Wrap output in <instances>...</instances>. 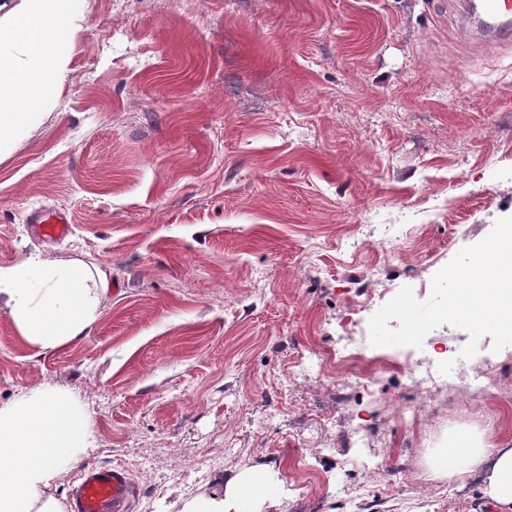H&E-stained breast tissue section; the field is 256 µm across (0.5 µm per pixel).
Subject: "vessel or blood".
I'll use <instances>...</instances> for the list:
<instances>
[{
	"instance_id": "b4317fda",
	"label": "vessel or blood",
	"mask_w": 512,
	"mask_h": 512,
	"mask_svg": "<svg viewBox=\"0 0 512 512\" xmlns=\"http://www.w3.org/2000/svg\"><path fill=\"white\" fill-rule=\"evenodd\" d=\"M478 8L487 19L485 32L496 38L512 35V0H480ZM35 233L44 240L68 236L72 226L67 215L46 210L31 219ZM134 486L128 472L119 466L85 469L72 491L73 512H131Z\"/></svg>"
}]
</instances>
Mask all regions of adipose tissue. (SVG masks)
I'll return each instance as SVG.
<instances>
[{"instance_id":"adipose-tissue-1","label":"adipose tissue","mask_w":512,"mask_h":512,"mask_svg":"<svg viewBox=\"0 0 512 512\" xmlns=\"http://www.w3.org/2000/svg\"><path fill=\"white\" fill-rule=\"evenodd\" d=\"M85 0H0V154L40 125L66 78L84 20ZM112 283L79 260L36 253L0 268V306L31 346L57 349L97 323ZM89 414L56 390L0 404V512H64L47 490L58 472L87 447ZM438 457L449 477L482 471L483 495L495 512H512V448L480 437L449 435ZM257 474L228 478L224 499L203 512H245L260 496Z\"/></svg>"}]
</instances>
